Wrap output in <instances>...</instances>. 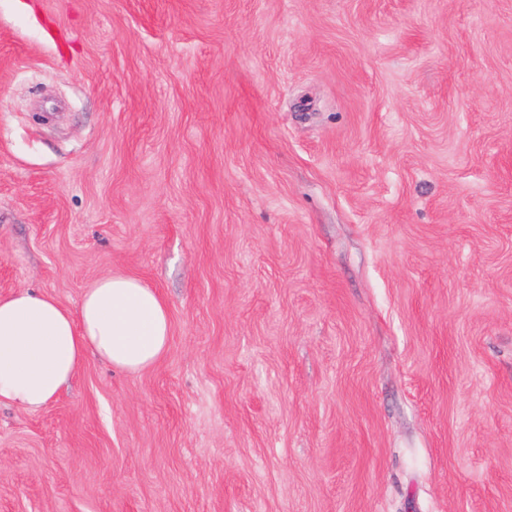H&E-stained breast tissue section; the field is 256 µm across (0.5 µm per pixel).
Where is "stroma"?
<instances>
[{
  "mask_svg": "<svg viewBox=\"0 0 512 512\" xmlns=\"http://www.w3.org/2000/svg\"><path fill=\"white\" fill-rule=\"evenodd\" d=\"M109 273L0 512H512V0H0V296Z\"/></svg>",
  "mask_w": 512,
  "mask_h": 512,
  "instance_id": "stroma-1",
  "label": "stroma"
}]
</instances>
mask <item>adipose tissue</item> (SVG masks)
<instances>
[{
	"label": "adipose tissue",
	"instance_id": "adipose-tissue-1",
	"mask_svg": "<svg viewBox=\"0 0 512 512\" xmlns=\"http://www.w3.org/2000/svg\"><path fill=\"white\" fill-rule=\"evenodd\" d=\"M170 335L161 293L131 275L99 278L74 312L31 288L0 296V405L45 407L90 356L140 373L164 356Z\"/></svg>",
	"mask_w": 512,
	"mask_h": 512
}]
</instances>
